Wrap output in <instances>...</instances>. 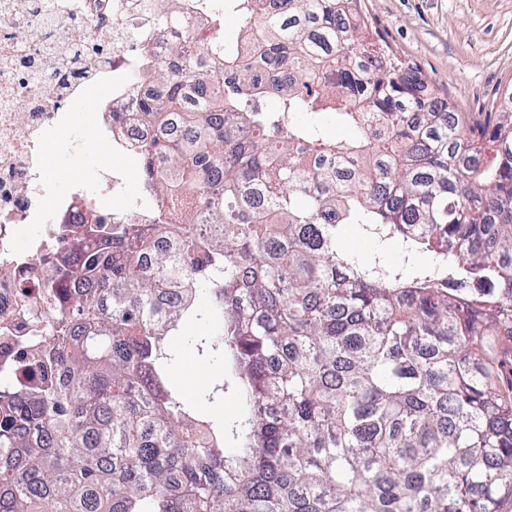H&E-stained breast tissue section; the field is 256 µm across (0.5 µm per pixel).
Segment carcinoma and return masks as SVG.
<instances>
[{
  "instance_id": "1",
  "label": "carcinoma",
  "mask_w": 512,
  "mask_h": 512,
  "mask_svg": "<svg viewBox=\"0 0 512 512\" xmlns=\"http://www.w3.org/2000/svg\"><path fill=\"white\" fill-rule=\"evenodd\" d=\"M222 2L194 41L193 0L144 19L125 82L158 85L140 112L158 126L183 112L191 134L122 147L151 210L87 226L59 268L86 287L45 327L61 341L34 370L39 395L0 385V512H501L512 100L459 111L363 42L356 0ZM156 31L178 60L155 58ZM324 114L352 136H324ZM198 207L214 234L175 228L141 278L152 237ZM346 225L375 249L346 247ZM164 286L180 304L160 305ZM202 290L221 330L201 350L229 376L215 391L243 402L215 448L159 369Z\"/></svg>"
}]
</instances>
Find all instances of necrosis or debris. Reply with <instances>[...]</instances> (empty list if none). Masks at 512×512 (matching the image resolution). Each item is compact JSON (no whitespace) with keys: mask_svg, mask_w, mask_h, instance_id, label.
<instances>
[{"mask_svg":"<svg viewBox=\"0 0 512 512\" xmlns=\"http://www.w3.org/2000/svg\"><path fill=\"white\" fill-rule=\"evenodd\" d=\"M145 4L157 0H57L52 8L46 0H0V374L29 389L37 385L32 368L46 342L33 335V322L61 313L42 284L71 252L69 242L58 241L55 222L111 219L110 198L124 179L123 171L104 167L93 183L58 195L45 169L47 149H84L71 133L70 103L88 86L109 83L94 114L98 134L116 147L161 135L136 107L156 86L116 82L136 54L125 35ZM117 100L125 114L116 122ZM24 227L31 234L23 241Z\"/></svg>","mask_w":512,"mask_h":512,"instance_id":"4bbe7bcc","label":"necrosis or debris"}]
</instances>
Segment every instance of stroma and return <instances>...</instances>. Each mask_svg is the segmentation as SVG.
<instances>
[{
    "label": "stroma",
    "instance_id": "stroma-1",
    "mask_svg": "<svg viewBox=\"0 0 512 512\" xmlns=\"http://www.w3.org/2000/svg\"><path fill=\"white\" fill-rule=\"evenodd\" d=\"M369 41L384 47L399 60L419 69L434 91L448 97L461 111L480 116L494 112L512 89V0H358ZM108 92L107 86L90 88L73 102L75 131L85 140L81 154L52 151L47 170L59 191H66L72 172L91 178L103 166L119 164L125 173L112 206L126 210L144 201L143 185L130 161L118 160L93 124L83 119L86 106ZM202 320H188L181 335L173 337L175 356L167 366L176 392L195 401L197 411L215 424L233 418L241 409L240 399L225 395L209 400L208 394L224 377L220 357H199L195 341L209 332ZM192 385H184V375Z\"/></svg>",
    "mask_w": 512,
    "mask_h": 512
}]
</instances>
